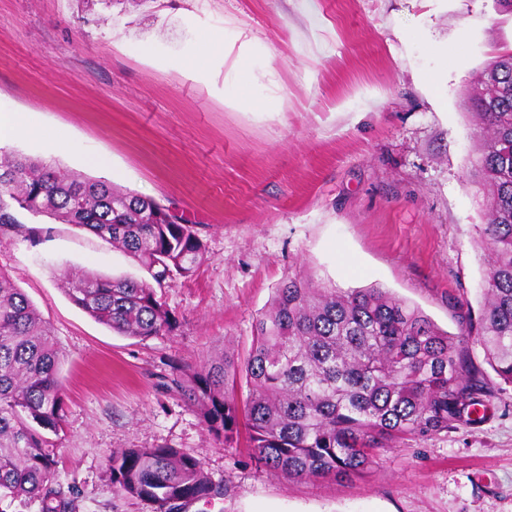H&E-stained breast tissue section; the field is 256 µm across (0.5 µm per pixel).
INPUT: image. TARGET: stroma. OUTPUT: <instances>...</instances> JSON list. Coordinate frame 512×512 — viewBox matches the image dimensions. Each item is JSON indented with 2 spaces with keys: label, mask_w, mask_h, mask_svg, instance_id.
<instances>
[{
  "label": "stroma",
  "mask_w": 512,
  "mask_h": 512,
  "mask_svg": "<svg viewBox=\"0 0 512 512\" xmlns=\"http://www.w3.org/2000/svg\"><path fill=\"white\" fill-rule=\"evenodd\" d=\"M212 34L230 53L189 73ZM509 52L512 14L494 0H0V116L27 114L43 134L8 149L186 213L207 250L191 278L157 291L178 329L140 340L95 322L60 281L65 269L143 276L132 259L46 218L0 237V269L63 353L52 486L65 512H156L117 496L107 459L157 446L224 489L183 512H512V385L495 373L481 423L381 449L350 481L260 467L209 434L176 385L178 367L224 344L246 357L294 274L385 288L452 333L461 310L479 313L484 197L467 93ZM240 55L260 109L229 100ZM47 136L68 150L48 152Z\"/></svg>",
  "instance_id": "stroma-1"
}]
</instances>
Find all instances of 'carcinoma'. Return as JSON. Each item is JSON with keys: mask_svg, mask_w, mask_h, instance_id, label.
Wrapping results in <instances>:
<instances>
[{"mask_svg": "<svg viewBox=\"0 0 512 512\" xmlns=\"http://www.w3.org/2000/svg\"><path fill=\"white\" fill-rule=\"evenodd\" d=\"M484 73L497 87L471 98L480 130L472 177L486 197L479 315L452 334L383 288L290 276L256 319L244 360L226 348L178 380L209 434L226 444L245 434L256 463L286 479L359 476L380 448L473 422L493 391L470 345L512 384V54ZM21 213L84 229L146 270L148 280L64 270L66 294L91 318L142 340L177 330L156 288L204 261L196 225L152 198L0 149V235L21 231ZM60 356L48 323L0 269V495L39 498L44 512H61L50 489L57 444L46 436L64 420ZM108 469L118 494L157 512L219 493L201 462L175 448H119Z\"/></svg>", "mask_w": 512, "mask_h": 512, "instance_id": "obj_1", "label": "carcinoma"}]
</instances>
